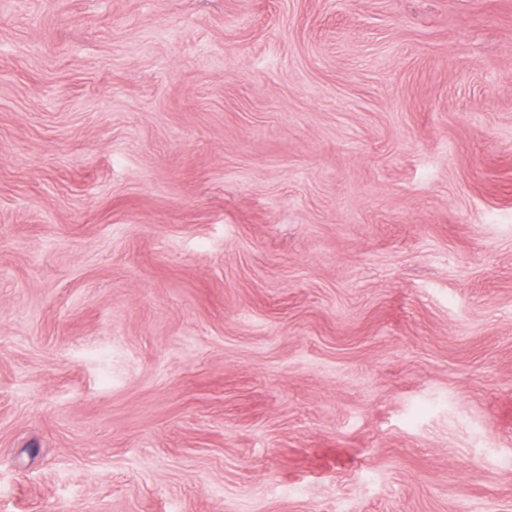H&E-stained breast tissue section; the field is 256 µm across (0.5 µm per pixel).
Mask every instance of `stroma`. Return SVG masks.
I'll return each instance as SVG.
<instances>
[{
	"label": "stroma",
	"instance_id": "obj_1",
	"mask_svg": "<svg viewBox=\"0 0 512 512\" xmlns=\"http://www.w3.org/2000/svg\"><path fill=\"white\" fill-rule=\"evenodd\" d=\"M0 512H512V0H0Z\"/></svg>",
	"mask_w": 512,
	"mask_h": 512
}]
</instances>
